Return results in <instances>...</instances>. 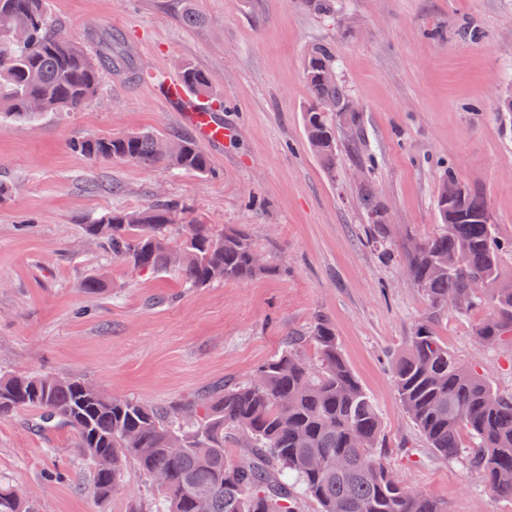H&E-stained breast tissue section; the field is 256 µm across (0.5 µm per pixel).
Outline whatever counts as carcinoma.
<instances>
[{
  "mask_svg": "<svg viewBox=\"0 0 512 512\" xmlns=\"http://www.w3.org/2000/svg\"><path fill=\"white\" fill-rule=\"evenodd\" d=\"M321 16L336 15V0H303ZM0 122L31 121L46 112H74L96 93L101 69L123 70L122 54L107 41L92 58L48 14L47 0H0ZM310 102L303 122L310 149L328 172L336 171L340 128L361 131L359 115L339 78L330 45L306 54ZM180 79L192 93L209 96L210 78L190 63ZM150 131L95 136L72 143L88 157L171 166L205 174L208 156L191 140L167 144ZM454 168L443 173L436 197L439 233L403 246L409 283L427 305L406 348L393 363L395 390L405 413L428 446L446 458L466 454L493 492L512 498V393L500 394L475 367L465 365L437 332L448 313L467 315L487 300L494 314L475 329L488 346L512 341V277L502 276V250L486 202L469 189L448 198ZM363 202L374 231L387 233V208L371 189ZM112 257L135 273L172 271L187 287L242 281L268 272L257 266L250 236L183 217L169 199L142 211L114 210L86 226ZM319 360L295 352L300 338L246 380L211 386L187 404L153 406L105 396L78 377L0 375V419L21 411L44 425L67 426L94 466L92 492L112 501L126 486L128 463L156 486L152 512H295L297 500L315 501L319 512H448L444 503L408 487L375 448L382 422L373 398L343 356L334 328L315 325ZM467 369H462V366ZM247 453L228 456L224 438ZM327 458L315 469L313 455ZM0 512H32L20 490L0 483Z\"/></svg>",
  "mask_w": 512,
  "mask_h": 512,
  "instance_id": "cac0c4a2",
  "label": "carcinoma"
}]
</instances>
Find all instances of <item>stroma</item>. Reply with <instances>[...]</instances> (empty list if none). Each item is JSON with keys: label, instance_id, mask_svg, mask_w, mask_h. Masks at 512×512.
Segmentation results:
<instances>
[{"label": "stroma", "instance_id": "35a3bbf8", "mask_svg": "<svg viewBox=\"0 0 512 512\" xmlns=\"http://www.w3.org/2000/svg\"><path fill=\"white\" fill-rule=\"evenodd\" d=\"M64 33L88 50L112 34L133 67L102 70L77 112H49L0 128V374L77 376L107 395L156 405L244 380L318 321L374 398L384 461L448 512H512L465 456L444 459L407 417L393 362L426 311L406 277V239L440 229L435 196L443 170L486 201L512 239V0H337L322 17L300 0H47ZM203 21L182 22L185 9ZM327 43L361 109L365 144L338 138L335 174L309 148L303 110L308 48ZM189 62L213 85L211 103L231 139L206 147L204 175L93 159L71 142L151 131L192 137L156 87ZM384 201L391 234L370 239L362 189ZM224 230L247 232L271 270L243 281L189 288L170 272L132 273L85 228L113 210L160 197ZM103 277L104 290L81 283ZM490 312L449 314V349L512 393V344L481 345ZM22 412L0 420V481L34 512H127L151 490L129 470L128 492L96 504L92 468L71 428L36 429Z\"/></svg>", "mask_w": 512, "mask_h": 512}]
</instances>
